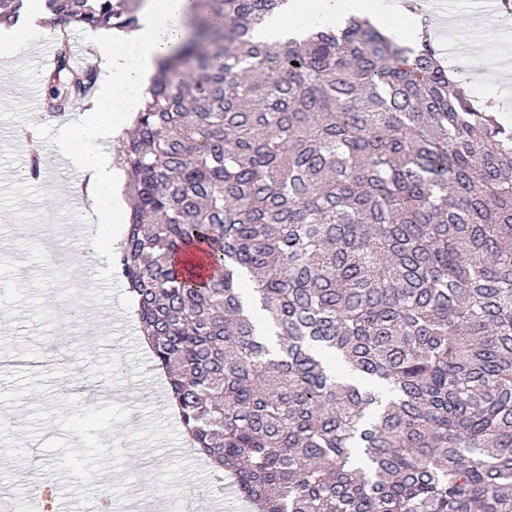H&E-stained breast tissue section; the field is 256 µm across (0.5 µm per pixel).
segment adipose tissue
<instances>
[{
    "mask_svg": "<svg viewBox=\"0 0 512 512\" xmlns=\"http://www.w3.org/2000/svg\"><path fill=\"white\" fill-rule=\"evenodd\" d=\"M190 7L191 0H144L137 29L128 33L103 31L96 37L95 49L103 67L98 90L90 107L60 140L58 150L71 167L86 176L99 205H106L110 192L117 190L121 181L120 169L109 153L101 151L100 143L118 139L122 130L103 118L102 109L106 106L126 111L136 108L131 90L147 86L159 60L184 37V30L174 20L186 14ZM350 14L367 16L387 34L408 42L431 27L427 16L407 12L402 0H322L321 8L310 17V25L333 27ZM393 15L404 17V25L390 26L389 18ZM129 39L139 46V57L133 65L128 64L123 51V44Z\"/></svg>",
    "mask_w": 512,
    "mask_h": 512,
    "instance_id": "1",
    "label": "adipose tissue"
}]
</instances>
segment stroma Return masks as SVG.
Listing matches in <instances>:
<instances>
[{"mask_svg": "<svg viewBox=\"0 0 512 512\" xmlns=\"http://www.w3.org/2000/svg\"><path fill=\"white\" fill-rule=\"evenodd\" d=\"M43 25L17 50L0 49V383L11 394L5 409L18 410L23 420L19 429L0 427V492L13 497L16 512H25L23 491L33 474L52 478L65 468L75 481L52 490L73 512H83L95 481L124 512H144L157 500L171 512L188 504L213 512L204 492L211 470L190 447L164 377L154 375L149 384L141 379L139 365L150 354L115 257L103 258L97 275L121 327L84 319L64 325L41 315L48 306L85 308L77 289L83 255L72 253L66 273H59L45 254L34 253L33 240L20 236L19 227L49 209L59 223L87 225L96 236L105 230L98 207L80 215L69 211L71 182L20 178L29 157L10 142V130L32 126L54 148L85 110L77 103L58 115L25 97L26 83H46L50 74L31 67L59 30L51 17ZM467 67L468 89L478 99L498 100L501 120L512 124V72L490 84L478 64Z\"/></svg>", "mask_w": 512, "mask_h": 512, "instance_id": "1", "label": "stroma"}]
</instances>
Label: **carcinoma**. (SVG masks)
<instances>
[{"mask_svg":"<svg viewBox=\"0 0 512 512\" xmlns=\"http://www.w3.org/2000/svg\"><path fill=\"white\" fill-rule=\"evenodd\" d=\"M47 2L128 30L143 0ZM285 3L207 0L119 154L153 368L251 512H512V126L427 34L254 42ZM70 50L55 111L98 78Z\"/></svg>","mask_w":512,"mask_h":512,"instance_id":"obj_1","label":"carcinoma"}]
</instances>
